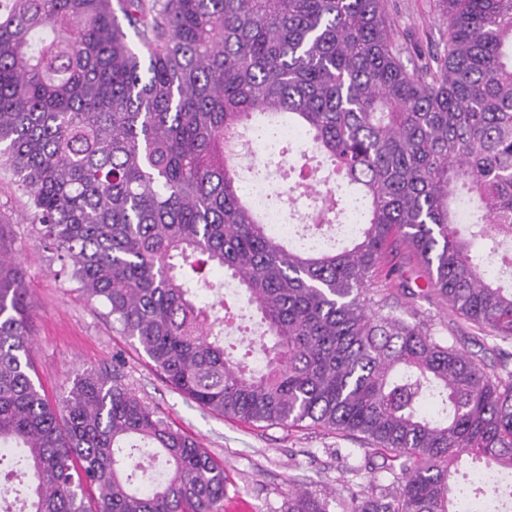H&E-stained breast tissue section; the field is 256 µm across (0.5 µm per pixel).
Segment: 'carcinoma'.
Segmentation results:
<instances>
[{
    "mask_svg": "<svg viewBox=\"0 0 512 512\" xmlns=\"http://www.w3.org/2000/svg\"><path fill=\"white\" fill-rule=\"evenodd\" d=\"M443 51L407 67L385 0H0V161L87 300L163 382L258 427L359 441L387 484L341 512H489L512 498V0H440ZM139 38L131 47L117 14ZM288 125L364 201L357 236L324 241L339 200L313 199L292 244L240 194L253 126ZM426 268L410 289L395 262ZM260 316L224 346L214 270ZM440 295L498 363L390 303ZM26 271L0 231V447L21 450L30 512H220L224 463L118 383L85 370L59 401L32 357ZM430 398L435 416L421 408ZM471 488L456 483L463 456ZM285 512H329L301 490Z\"/></svg>",
    "mask_w": 512,
    "mask_h": 512,
    "instance_id": "cac0c4a2",
    "label": "carcinoma"
}]
</instances>
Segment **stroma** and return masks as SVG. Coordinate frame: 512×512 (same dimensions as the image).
<instances>
[{
  "label": "stroma",
  "mask_w": 512,
  "mask_h": 512,
  "mask_svg": "<svg viewBox=\"0 0 512 512\" xmlns=\"http://www.w3.org/2000/svg\"><path fill=\"white\" fill-rule=\"evenodd\" d=\"M387 9L398 42L409 50L425 52L446 43L448 26L438 0H387ZM29 211L16 176L0 165V232L24 263L32 299L31 355L49 397L65 396L79 370L108 369L121 357V384L223 461L224 512H282L291 491L341 490L340 478L352 467L359 468L360 482L368 483L372 457L334 431L251 426L213 415L168 388L137 343L113 328L104 308L88 302L79 283L41 245L37 226L26 219ZM416 309L435 336L484 352L487 364L496 363V355L483 349L484 333L452 313L440 296L418 300Z\"/></svg>",
  "instance_id": "stroma-1"
}]
</instances>
